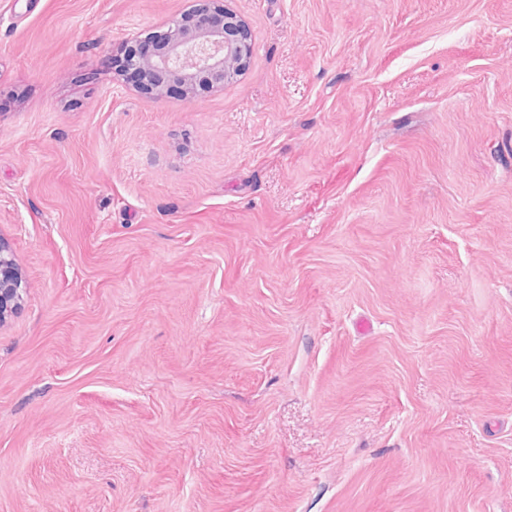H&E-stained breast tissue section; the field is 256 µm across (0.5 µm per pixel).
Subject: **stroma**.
<instances>
[{"label": "stroma", "mask_w": 512, "mask_h": 512, "mask_svg": "<svg viewBox=\"0 0 512 512\" xmlns=\"http://www.w3.org/2000/svg\"><path fill=\"white\" fill-rule=\"evenodd\" d=\"M190 4L0 0V512H512V0ZM194 2L192 21L182 14L166 31L127 42L134 54L129 63L134 79L125 76L127 82L156 94L167 93L177 82L188 94L201 79L208 89L221 88L244 70L251 53L245 23L214 0ZM26 288L9 243L0 237V325L19 307Z\"/></svg>", "instance_id": "stroma-1"}]
</instances>
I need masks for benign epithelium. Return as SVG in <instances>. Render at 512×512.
<instances>
[{"mask_svg": "<svg viewBox=\"0 0 512 512\" xmlns=\"http://www.w3.org/2000/svg\"><path fill=\"white\" fill-rule=\"evenodd\" d=\"M191 16V21L183 16L174 20L148 39L127 42L134 54L131 84L163 94L179 83L188 94L202 79L209 89L221 88L244 70L251 43L236 13L214 0H196ZM25 291L10 245L0 237V325L19 307Z\"/></svg>", "mask_w": 512, "mask_h": 512, "instance_id": "benign-epithelium-1", "label": "benign epithelium"}]
</instances>
